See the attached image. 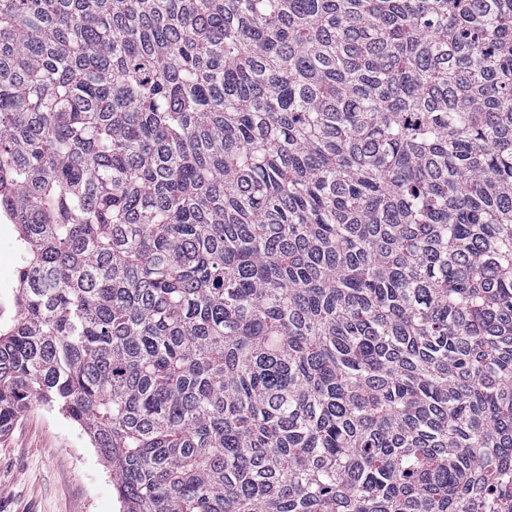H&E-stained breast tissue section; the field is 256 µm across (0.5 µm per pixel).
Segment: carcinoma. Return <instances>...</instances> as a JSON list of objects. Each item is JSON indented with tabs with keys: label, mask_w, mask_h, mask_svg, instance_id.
<instances>
[{
	"label": "carcinoma",
	"mask_w": 512,
	"mask_h": 512,
	"mask_svg": "<svg viewBox=\"0 0 512 512\" xmlns=\"http://www.w3.org/2000/svg\"><path fill=\"white\" fill-rule=\"evenodd\" d=\"M0 212L123 512H512V0H0Z\"/></svg>",
	"instance_id": "cac0c4a2"
}]
</instances>
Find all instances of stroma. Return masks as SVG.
I'll use <instances>...</instances> for the list:
<instances>
[{
    "instance_id": "35a3bbf8",
    "label": "stroma",
    "mask_w": 512,
    "mask_h": 512,
    "mask_svg": "<svg viewBox=\"0 0 512 512\" xmlns=\"http://www.w3.org/2000/svg\"><path fill=\"white\" fill-rule=\"evenodd\" d=\"M20 252L0 223V320L14 318ZM111 471L88 437L51 404L32 402L0 436V512H121Z\"/></svg>"
}]
</instances>
